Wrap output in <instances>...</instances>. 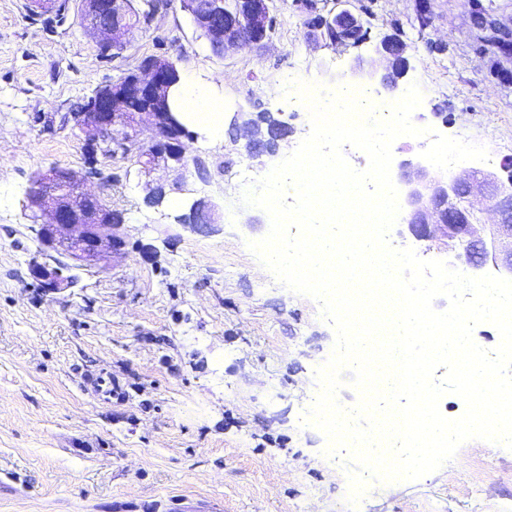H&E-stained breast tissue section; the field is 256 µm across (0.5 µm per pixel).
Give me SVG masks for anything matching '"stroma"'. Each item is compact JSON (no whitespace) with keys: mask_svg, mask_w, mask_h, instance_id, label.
Segmentation results:
<instances>
[{"mask_svg":"<svg viewBox=\"0 0 512 512\" xmlns=\"http://www.w3.org/2000/svg\"><path fill=\"white\" fill-rule=\"evenodd\" d=\"M416 0H372L363 43L339 53L306 39L305 18L274 0L277 25L265 47L220 55L180 8L135 28L119 54L86 28L83 0H66L52 26L29 0H0V512H347L348 450L327 455L325 434L300 423L319 390L316 371L336 341L318 303L293 293L250 252L271 223L240 202L235 174L254 159L235 122L270 109L288 127L279 156L309 133L284 78L333 92L334 75L359 67L357 85L378 69L387 34L408 46L403 84L419 83L417 127L484 145L496 170L512 168V55L476 53L481 35L468 0H432L420 30ZM164 56L180 77L224 103L213 137L191 128L186 190L146 204L132 161L99 157L104 179L88 190L123 211L125 254L74 270L49 294L31 277L40 243L21 204L51 166L88 170L73 114L99 88ZM206 199L234 221L199 232L178 224ZM118 393L102 398L95 382ZM359 512H512V450L479 439L413 481H373Z\"/></svg>","mask_w":512,"mask_h":512,"instance_id":"obj_1","label":"stroma"}]
</instances>
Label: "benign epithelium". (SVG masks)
Segmentation results:
<instances>
[{
  "mask_svg": "<svg viewBox=\"0 0 512 512\" xmlns=\"http://www.w3.org/2000/svg\"><path fill=\"white\" fill-rule=\"evenodd\" d=\"M225 0H180L196 26L206 35L214 52L229 54L250 45H261L268 38L271 0H234L233 10L224 8ZM297 10L312 19L310 35L315 45L330 43L349 49L347 34L363 28L360 12L351 0H334L332 11L322 14L320 0H292ZM131 0H86L85 19L89 31L102 37L106 51L123 50L130 26L124 22ZM245 18L250 37H245L234 15ZM376 53L386 61L377 85L386 90L397 88L395 74L406 72V44L395 35L384 37ZM173 63L154 57L136 74L118 86L106 85L90 98L78 126L85 134L86 146L96 155L102 146L137 136L136 127L150 120L152 136L143 144L137 159L138 176L145 177V199L159 205L167 193L184 191V172L189 155L183 137L185 127L170 108L177 93L178 80L172 75ZM242 129L253 155L261 159L278 153V141L287 136L284 125L275 121L262 131L247 122ZM402 196L403 222L418 241H425L448 252L465 249L467 261L478 269L488 263L512 278V191L501 187L492 172H471L448 179L420 162L400 165L397 176ZM41 187L28 192L22 203L24 218L38 226L43 254L53 251L72 261V267L98 265L124 254L122 225L112 221V210L92 194L79 191L84 178L64 170L50 168L38 175ZM496 220L488 224L483 208ZM180 222L197 230L217 223L216 204L205 199L192 202ZM67 264L30 265V274L49 292L65 288L70 278L62 275Z\"/></svg>",
  "mask_w": 512,
  "mask_h": 512,
  "instance_id": "benign-epithelium-1",
  "label": "benign epithelium"
}]
</instances>
